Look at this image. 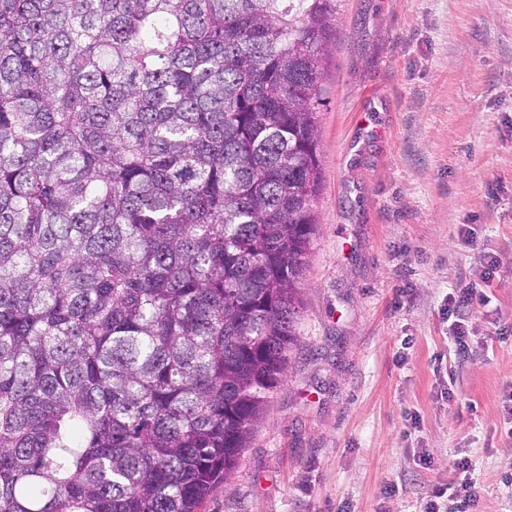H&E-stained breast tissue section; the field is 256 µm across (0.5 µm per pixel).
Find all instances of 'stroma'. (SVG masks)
<instances>
[{"mask_svg": "<svg viewBox=\"0 0 512 512\" xmlns=\"http://www.w3.org/2000/svg\"><path fill=\"white\" fill-rule=\"evenodd\" d=\"M319 118L298 341L203 512H420L463 458L512 512V0H342Z\"/></svg>", "mask_w": 512, "mask_h": 512, "instance_id": "obj_1", "label": "stroma"}]
</instances>
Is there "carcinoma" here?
I'll return each mask as SVG.
<instances>
[{"mask_svg":"<svg viewBox=\"0 0 512 512\" xmlns=\"http://www.w3.org/2000/svg\"><path fill=\"white\" fill-rule=\"evenodd\" d=\"M341 0H0V512H199L284 376Z\"/></svg>","mask_w":512,"mask_h":512,"instance_id":"carcinoma-1","label":"carcinoma"}]
</instances>
